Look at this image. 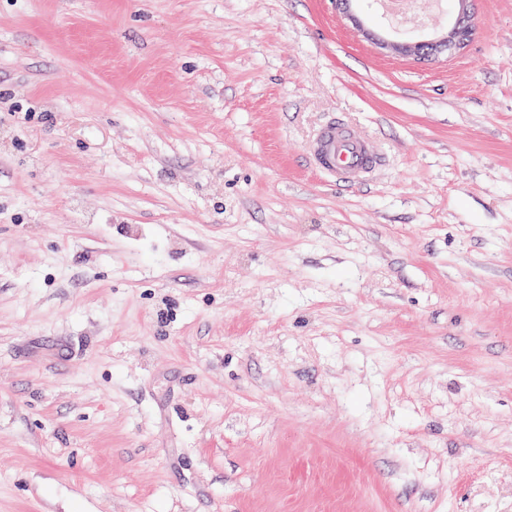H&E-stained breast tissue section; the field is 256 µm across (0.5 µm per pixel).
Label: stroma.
<instances>
[{
	"instance_id": "stroma-1",
	"label": "stroma",
	"mask_w": 512,
	"mask_h": 512,
	"mask_svg": "<svg viewBox=\"0 0 512 512\" xmlns=\"http://www.w3.org/2000/svg\"><path fill=\"white\" fill-rule=\"evenodd\" d=\"M350 10L0 0V512H512V0ZM460 4L457 20L450 31L448 36L437 38L431 42L428 41H396L388 42L382 41L383 45L395 51H400L405 54H418L420 56L437 55L441 53L452 54L464 49L468 43L467 26L465 19L467 16V1H457ZM313 165L345 186H359L383 158L375 142L355 133L345 122L334 118L326 123L310 149Z\"/></svg>"
}]
</instances>
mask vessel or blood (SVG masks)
<instances>
[{"label": "vessel or blood", "mask_w": 512, "mask_h": 512, "mask_svg": "<svg viewBox=\"0 0 512 512\" xmlns=\"http://www.w3.org/2000/svg\"><path fill=\"white\" fill-rule=\"evenodd\" d=\"M310 155L318 170L346 186L361 185L383 162L372 139L355 133L336 118L319 131L311 145Z\"/></svg>", "instance_id": "1"}]
</instances>
